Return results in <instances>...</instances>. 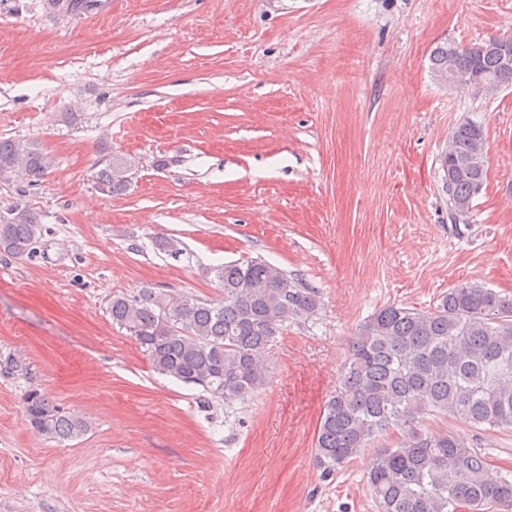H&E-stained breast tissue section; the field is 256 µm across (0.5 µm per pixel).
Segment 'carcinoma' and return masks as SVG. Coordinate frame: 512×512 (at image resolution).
I'll list each match as a JSON object with an SVG mask.
<instances>
[{"mask_svg": "<svg viewBox=\"0 0 512 512\" xmlns=\"http://www.w3.org/2000/svg\"><path fill=\"white\" fill-rule=\"evenodd\" d=\"M65 14L88 0H48ZM438 83H448V47L430 54ZM457 72H477L503 85L497 60L482 45L458 46ZM452 155L466 157L486 145L483 127L459 123L450 134ZM50 166L39 147L0 140V176L39 182ZM132 164L109 156L95 175L100 193L112 196L129 184ZM486 169L453 182V197L473 203ZM43 225L26 209L0 218V253L30 257ZM222 296L170 297L152 288L114 294L112 322L133 337L159 374L203 388L217 400L250 395L266 380L269 343L290 322L320 308L318 293L255 258L214 270ZM31 427L50 438L75 440L85 420L63 412L34 389L25 398ZM427 415L452 417L486 430L512 429V298L477 284L448 289L429 311L385 306L360 325L349 343L341 388L324 408L315 460L325 474L343 468L390 430L396 441L378 449L368 486L378 512H509L512 474L486 476V456L448 430L424 423Z\"/></svg>", "mask_w": 512, "mask_h": 512, "instance_id": "obj_1", "label": "carcinoma"}]
</instances>
